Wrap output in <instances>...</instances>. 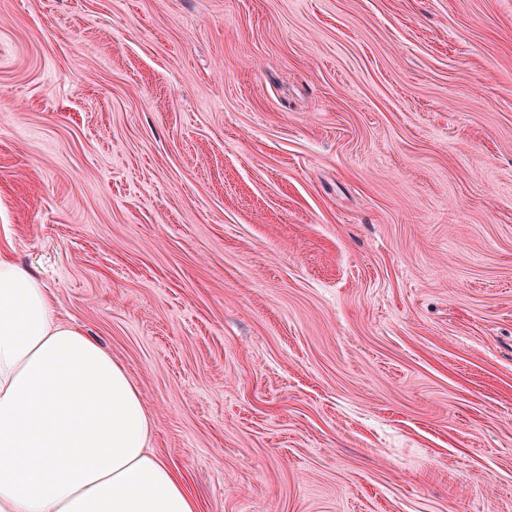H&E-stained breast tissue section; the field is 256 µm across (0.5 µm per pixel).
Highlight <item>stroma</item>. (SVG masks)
<instances>
[{
  "instance_id": "35a3bbf8",
  "label": "stroma",
  "mask_w": 512,
  "mask_h": 512,
  "mask_svg": "<svg viewBox=\"0 0 512 512\" xmlns=\"http://www.w3.org/2000/svg\"><path fill=\"white\" fill-rule=\"evenodd\" d=\"M0 248L202 512H512V0H0Z\"/></svg>"
}]
</instances>
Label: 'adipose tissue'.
Masks as SVG:
<instances>
[{
  "label": "adipose tissue",
  "mask_w": 512,
  "mask_h": 512,
  "mask_svg": "<svg viewBox=\"0 0 512 512\" xmlns=\"http://www.w3.org/2000/svg\"><path fill=\"white\" fill-rule=\"evenodd\" d=\"M120 362L0 255V512H200Z\"/></svg>",
  "instance_id": "1"
}]
</instances>
